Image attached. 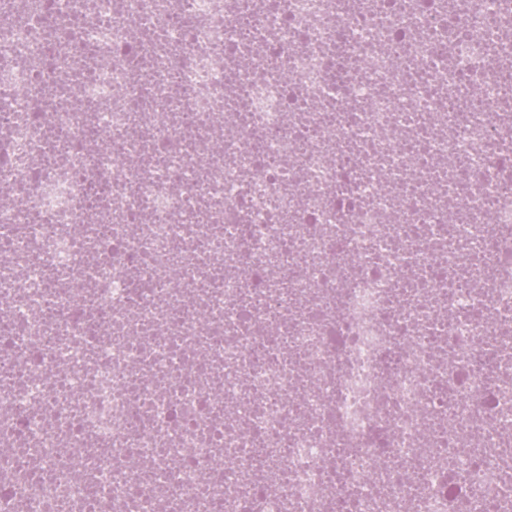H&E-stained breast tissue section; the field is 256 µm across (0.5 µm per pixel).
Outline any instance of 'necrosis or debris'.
Returning a JSON list of instances; mask_svg holds the SVG:
<instances>
[{
  "label": "necrosis or debris",
  "mask_w": 512,
  "mask_h": 512,
  "mask_svg": "<svg viewBox=\"0 0 512 512\" xmlns=\"http://www.w3.org/2000/svg\"><path fill=\"white\" fill-rule=\"evenodd\" d=\"M0 192V512H512V0H0Z\"/></svg>",
  "instance_id": "4bbe7bcc"
}]
</instances>
